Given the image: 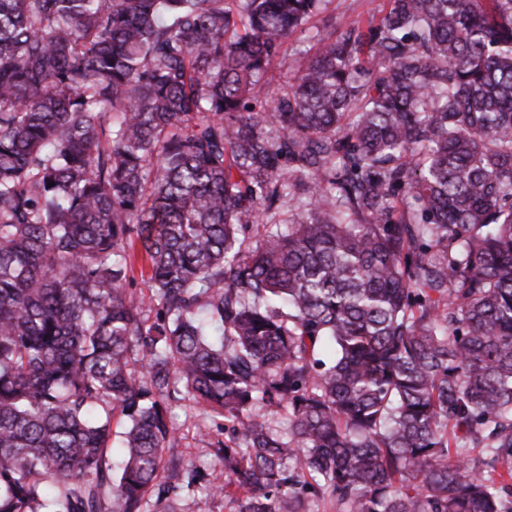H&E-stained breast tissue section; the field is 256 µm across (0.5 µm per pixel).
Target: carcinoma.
Returning a JSON list of instances; mask_svg holds the SVG:
<instances>
[{"label":"carcinoma","instance_id":"1","mask_svg":"<svg viewBox=\"0 0 512 512\" xmlns=\"http://www.w3.org/2000/svg\"><path fill=\"white\" fill-rule=\"evenodd\" d=\"M322 3L0 0V512H512V0ZM388 0H327L321 12L312 18L309 25L322 27L325 22H335L342 30L353 22H365L372 16L378 20L387 9ZM310 47L311 43L304 38L300 31H297L288 38L287 43L284 45L282 56L274 63V72L281 82L288 81L293 61L305 58L312 53ZM205 417L207 415L204 410L189 401L177 403L172 407L171 422L176 429L173 449L175 453L197 462L210 461L213 450L216 448L215 444L218 440L224 441V435H219L215 427L209 435L200 434L197 423ZM203 485L197 488L195 497H193V494L188 496L179 492L172 493L168 499L156 507H151V509L157 510V512H197L196 502L206 497L207 493Z\"/></svg>","mask_w":512,"mask_h":512}]
</instances>
